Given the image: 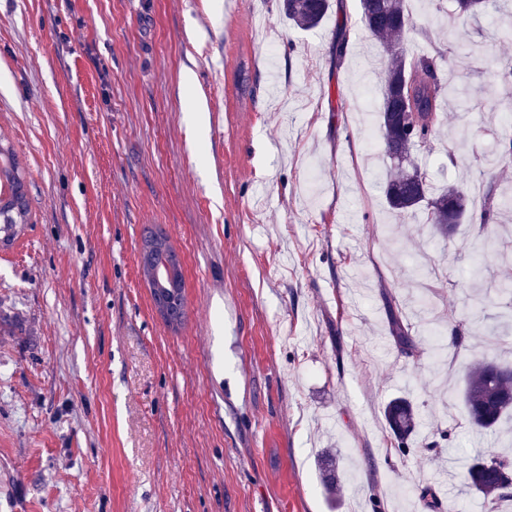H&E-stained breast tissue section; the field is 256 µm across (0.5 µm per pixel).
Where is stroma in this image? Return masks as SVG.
<instances>
[{"label":"stroma","mask_w":512,"mask_h":512,"mask_svg":"<svg viewBox=\"0 0 512 512\" xmlns=\"http://www.w3.org/2000/svg\"><path fill=\"white\" fill-rule=\"evenodd\" d=\"M331 3L304 32L276 0H0V133L32 218L0 248V512H412L425 485L485 512L457 474L512 456V423L479 437L455 391L469 361L512 362V206L481 253L477 224L445 238L389 210L385 55L358 0ZM407 4L408 49L471 94L414 161L481 201L512 132V81L493 77L512 0L465 22L454 0ZM147 226L183 257L175 329L140 273ZM399 395L419 421L404 454L383 417ZM391 334L396 347L401 353L410 355L413 352V337L409 333V328L403 323L402 319L395 312L390 313Z\"/></svg>","instance_id":"obj_1"}]
</instances>
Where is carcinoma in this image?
Here are the masks:
<instances>
[{"mask_svg":"<svg viewBox=\"0 0 512 512\" xmlns=\"http://www.w3.org/2000/svg\"><path fill=\"white\" fill-rule=\"evenodd\" d=\"M280 9L288 24L312 30L322 24L331 11V0H282ZM496 9V0H456L458 18L466 21ZM361 27L383 48L386 69L381 97L378 102L384 153L391 162L392 174L384 182L388 207L402 215L417 210L427 214L443 236L455 233L464 221L481 219L486 229L504 202L494 187H489L483 204L476 212L469 207L467 192L450 185L436 189L427 174L413 160V153L427 149L439 135L447 115L443 112L446 99L453 97L465 108L469 95L453 90L443 82L439 56L413 53L404 46L407 31L414 26L407 10V0H359ZM17 182V192L10 210L17 218L29 213L26 177L15 153H10ZM0 247L10 245L24 223L17 218L1 219ZM391 334L400 352H413V337L409 328L395 312H390ZM460 398L471 427L493 431L501 421L512 416V365L493 359L472 362L466 369ZM389 432L398 443V451H406L408 441L417 432L416 413L405 396L390 400L384 409ZM463 487L481 494L485 506L497 508L499 502L512 500V459L494 455L476 457L466 463L460 473ZM420 501L428 512H439L441 501L432 489H420Z\"/></svg>","mask_w":512,"mask_h":512,"instance_id":"carcinoma-1","label":"carcinoma"}]
</instances>
